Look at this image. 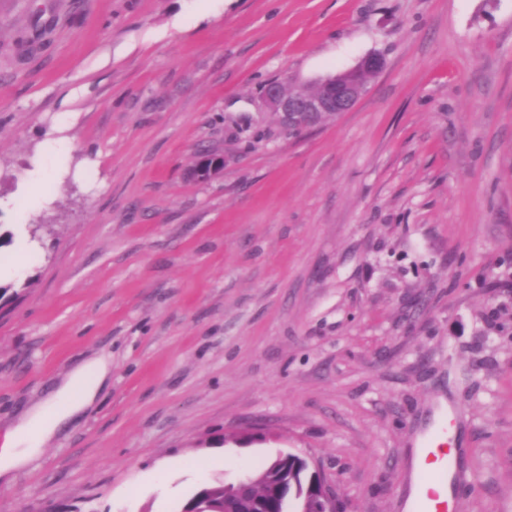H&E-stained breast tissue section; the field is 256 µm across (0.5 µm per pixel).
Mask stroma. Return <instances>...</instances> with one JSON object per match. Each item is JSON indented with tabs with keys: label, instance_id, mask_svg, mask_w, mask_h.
Returning a JSON list of instances; mask_svg holds the SVG:
<instances>
[{
	"label": "stroma",
	"instance_id": "35a3bbf8",
	"mask_svg": "<svg viewBox=\"0 0 512 512\" xmlns=\"http://www.w3.org/2000/svg\"><path fill=\"white\" fill-rule=\"evenodd\" d=\"M373 53L283 134L266 84ZM0 234V442L110 360L0 512H181L285 453L404 512L448 398V512H512V0H0ZM382 67L383 59L379 55H368L354 68L320 79L316 85L320 87L319 91L300 85L288 84L286 87L281 82L272 83L264 91V102L299 135L312 128L317 116H331L324 118L322 124L348 112L367 91L369 80Z\"/></svg>",
	"mask_w": 512,
	"mask_h": 512
}]
</instances>
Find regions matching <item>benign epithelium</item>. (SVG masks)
Here are the masks:
<instances>
[{"instance_id":"benign-epithelium-1","label":"benign epithelium","mask_w":512,"mask_h":512,"mask_svg":"<svg viewBox=\"0 0 512 512\" xmlns=\"http://www.w3.org/2000/svg\"><path fill=\"white\" fill-rule=\"evenodd\" d=\"M382 67L380 56L368 55L354 68L320 79L317 91L300 85L272 83L264 91V102L299 135L310 130L318 116L334 117L349 111L367 91L369 80Z\"/></svg>"}]
</instances>
